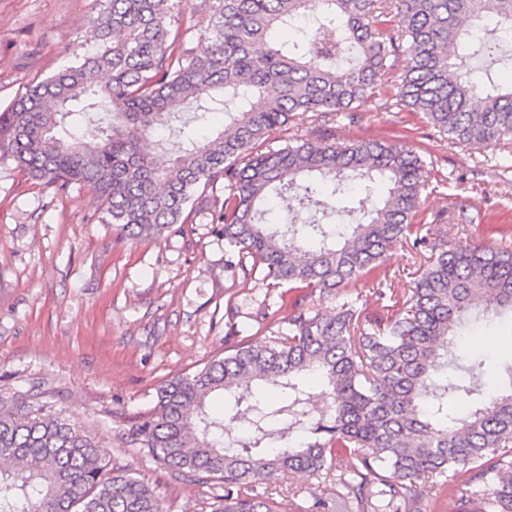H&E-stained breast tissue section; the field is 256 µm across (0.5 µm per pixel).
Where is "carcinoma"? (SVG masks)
Listing matches in <instances>:
<instances>
[{"mask_svg":"<svg viewBox=\"0 0 512 512\" xmlns=\"http://www.w3.org/2000/svg\"><path fill=\"white\" fill-rule=\"evenodd\" d=\"M181 0H105L93 53L26 89L0 112V156L50 185L90 186L103 224L131 239L193 223L201 188L224 183L211 223L227 264L259 274L290 308L269 326L157 391L125 443L201 484L214 512H274L255 486L276 474L334 482L336 512H422L420 485L449 487L460 512H512V361L496 391L479 356L451 348L484 315H512V245L418 236L432 162L397 144H338L342 115L365 118L401 57L409 65L380 107L410 108L454 147L512 157V86L473 35L486 19L512 36V0H216L200 50L175 25ZM224 113L206 137L182 120ZM310 114L297 134L255 150ZM177 127L168 147L153 137ZM352 223H334L336 203ZM301 224H273L270 202ZM429 251L405 314L367 316L344 298L330 315L307 302L375 271L390 247ZM224 396L231 414L207 410ZM466 412L453 415L448 403ZM245 420L238 431L235 422ZM0 512H161L156 490L111 460L29 390L0 393ZM310 114H296L292 119L291 122L288 124V127H290V130L288 131H276L275 133H272L270 137L266 140L264 144L266 146L270 143L275 145H284L285 142L281 141L284 140L285 137L289 134L297 133L298 135H304L306 138H315L316 134L314 133V124L311 122V118H309ZM263 144V145H264ZM265 146V145H264Z\"/></svg>","mask_w":512,"mask_h":512,"instance_id":"1","label":"carcinoma"}]
</instances>
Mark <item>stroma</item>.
Returning <instances> with one entry per match:
<instances>
[{
  "label": "stroma",
  "instance_id": "stroma-1",
  "mask_svg": "<svg viewBox=\"0 0 512 512\" xmlns=\"http://www.w3.org/2000/svg\"><path fill=\"white\" fill-rule=\"evenodd\" d=\"M103 0H0V111L33 82L94 52L90 25ZM372 98L369 118L340 120V142H399L433 157L434 169L415 221L436 214L474 216L464 241H512V181L477 169L484 147L440 141L421 114L389 112ZM100 202L81 183L66 190L26 176L0 158V391L34 388L65 410L112 464L136 473L163 512H214L215 486L175 475L124 443V435L156 404L160 385L194 373L239 341L256 339L264 312L288 322L279 289L224 263L228 250L208 219L130 240L99 221ZM426 259L410 244L393 247L382 265L348 288L368 315L403 310L384 292L411 288ZM238 315L227 320V305ZM457 350L489 367L512 359V322L483 321L455 339ZM277 512H322L334 486L299 475L258 484Z\"/></svg>",
  "mask_w": 512,
  "mask_h": 512
}]
</instances>
